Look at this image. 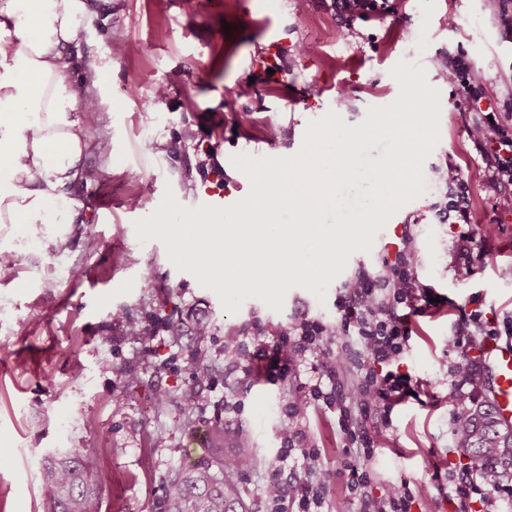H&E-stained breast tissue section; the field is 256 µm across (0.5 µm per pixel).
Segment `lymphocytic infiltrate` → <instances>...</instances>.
Here are the masks:
<instances>
[{"label": "lymphocytic infiltrate", "instance_id": "obj_1", "mask_svg": "<svg viewBox=\"0 0 512 512\" xmlns=\"http://www.w3.org/2000/svg\"><path fill=\"white\" fill-rule=\"evenodd\" d=\"M441 73L448 83L460 86L471 103L469 137L482 162L484 186L512 204V113L496 111L490 104L480 70L464 56L443 62ZM435 178L441 200L432 206L434 218L457 227L454 263L470 269L479 251L472 230L470 189L452 164L437 168ZM416 265L414 234L407 227L393 256L383 257L379 268L358 271L340 288L335 322L301 314L285 327L246 326L225 336L224 351L234 355L246 375L262 367L268 375L285 376L308 365L310 399L336 414L343 452L351 459L347 485L357 512H412L415 501L436 495L451 501L455 512H503L504 505L512 502V469L501 463L451 469L432 484L404 480L389 485L379 497L370 490L377 477L372 466L376 437L391 427L395 406L413 389L410 376L398 369L412 335L411 319L432 307L433 291L419 280ZM503 335H512L511 318L502 322L474 310L453 324L448 348L461 355L448 370L453 428L469 422L471 406L481 397L482 347ZM334 336L343 338V353L329 349ZM281 434L286 446L279 451L280 465L271 469L264 483L272 512H323L320 449L291 422ZM295 451L304 474L282 480L280 466Z\"/></svg>", "mask_w": 512, "mask_h": 512}]
</instances>
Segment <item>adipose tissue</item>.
<instances>
[{
    "label": "adipose tissue",
    "instance_id": "adipose-tissue-1",
    "mask_svg": "<svg viewBox=\"0 0 512 512\" xmlns=\"http://www.w3.org/2000/svg\"><path fill=\"white\" fill-rule=\"evenodd\" d=\"M85 0H0V224H71L86 180L87 110L74 75L99 84L110 62L71 51Z\"/></svg>",
    "mask_w": 512,
    "mask_h": 512
}]
</instances>
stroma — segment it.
<instances>
[{"instance_id": "obj_1", "label": "stroma", "mask_w": 512, "mask_h": 512, "mask_svg": "<svg viewBox=\"0 0 512 512\" xmlns=\"http://www.w3.org/2000/svg\"><path fill=\"white\" fill-rule=\"evenodd\" d=\"M283 2L276 21L289 31L288 71L269 75L254 65L264 44L250 19L254 0H90L96 19L74 48L111 58L112 73L98 89L81 80L72 89L76 99L93 96L100 106L89 117L85 163L101 177L74 187L81 204L75 223L0 231V248L13 256L11 274L0 276V456L9 460L0 467V512H45L44 457L71 448L104 481L101 512H162L172 473L216 447L251 459L241 495L249 512H266L263 484L278 464L284 409L309 376H243L224 354V336L255 322L285 326L300 313L334 322L339 288L393 251L412 218L417 274L443 306L413 320L400 370L416 382L417 395L395 407L392 428L377 438L374 468L385 483L428 482L436 468L466 462L449 424L447 368L457 355L448 333L459 312L476 305L512 317V207L483 187L468 101L437 63L464 52L492 91L512 79V43L492 21L493 0H397L396 14L348 29L325 0ZM303 44L309 53H299ZM402 61L423 67L440 92L426 191L388 220L371 252L350 256L325 300L295 287L281 311L250 298L231 314L172 265L162 243L138 242L135 221L165 191L197 207L218 172L248 194L251 183L232 155L259 146L272 157L290 156L309 123L327 113L354 126L369 108L391 104L400 92L391 71ZM448 161L471 186L482 240L467 271L451 262L456 227L434 223L431 212L440 198L432 170ZM138 196L148 206L135 205ZM119 309L144 326L155 316L195 313L210 334L176 341L161 333L145 344L116 321ZM196 349L211 363L200 381L190 359ZM162 390L172 394L163 406L155 402ZM217 420L220 439L210 432ZM298 424L322 450L329 512H355L335 414L310 403Z\"/></svg>"}]
</instances>
